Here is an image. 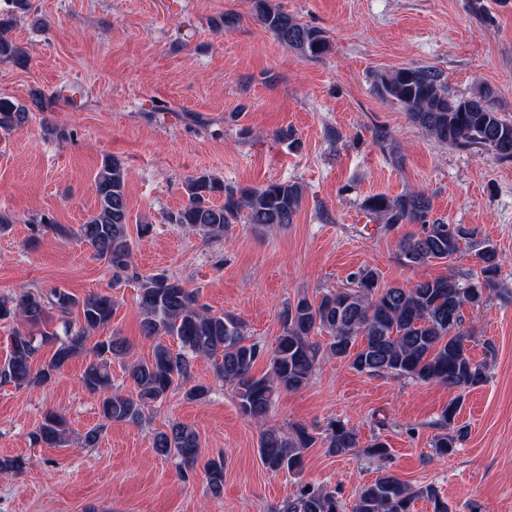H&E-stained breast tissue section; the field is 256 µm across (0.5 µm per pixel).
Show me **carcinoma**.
I'll return each mask as SVG.
<instances>
[{
  "label": "carcinoma",
  "mask_w": 512,
  "mask_h": 512,
  "mask_svg": "<svg viewBox=\"0 0 512 512\" xmlns=\"http://www.w3.org/2000/svg\"><path fill=\"white\" fill-rule=\"evenodd\" d=\"M253 10L269 32L302 55L317 58L328 50L320 31L298 22L269 0H253ZM11 31V22L0 19V60L23 65L26 59ZM376 87L383 97L398 101L410 121L437 141L457 149L488 150L500 160H512V120L494 107L491 88L453 96L441 73L430 67L382 74ZM29 121V107L0 97L1 131L19 130ZM94 185L97 209L80 225L77 235L112 269L118 282L132 266L124 167L114 159L103 161ZM183 189L187 202L166 216L167 223L207 239L224 236L233 224L286 227L293 223L303 199V187L297 182L234 187L208 172L187 177ZM218 197L223 201H216ZM362 206L387 230L400 224L420 225L421 233L399 241L400 260L405 265L419 267L451 260L464 245L479 259V272H451L409 284L383 285L374 268L360 267L351 274L349 286L330 289L317 301L301 297L283 308L282 333L270 355L269 370L261 376L255 375L253 368L266 354L265 348L251 339L239 318L211 312L201 303L199 291L185 288L166 273L141 276L140 332L154 346L149 359L136 360L125 369L133 385L130 396L111 389L112 361L129 357L131 351L126 339L110 331L115 310L112 296L93 293L80 299L62 288L34 292L22 287L0 297V321L12 319L22 324L13 330L8 356L0 363V382L43 386L70 360L85 356L88 362L81 382L89 394L98 397L104 419L136 425L144 408L172 389L186 387L184 397L189 401L206 399L211 391L208 385L187 386L195 361L206 359L214 375L232 388L242 416L263 421L276 395L304 388L326 356L349 362L361 374H390L459 391L441 413L444 432L433 444L436 454L450 456L462 437L460 431L453 430L461 393L489 379L487 362L473 359L463 345V340L472 338L464 329L463 309L478 310L492 297L508 292L501 279L499 255L490 241L478 238L475 229L431 218L430 198L421 191L397 197L370 195ZM74 308L79 309L81 318L77 327L66 322L62 332L46 331L39 337L27 331L29 326L44 323L53 310L65 316ZM95 333L99 337L90 346L88 341ZM318 333L329 336L323 348L312 341ZM167 338L176 340L177 346L167 344ZM360 340L363 344L359 346ZM48 345L54 348L50 360L34 367ZM324 440L329 452L336 455L359 446L356 430L336 420L327 424ZM33 442L69 446L66 420L56 413L46 414L33 433ZM317 442L318 434L305 426L295 427L288 436L269 427L260 435L258 453L267 470L297 474L302 470L304 451ZM152 447L160 456L179 459L180 479L190 480L200 454L199 436L193 427L176 422L154 434ZM365 453L382 462L390 456V449L376 436L365 446ZM205 477L210 494L221 496L224 457L206 463ZM420 499L430 502L433 512H449L448 503L435 487L414 489L385 471L360 488L351 512H412ZM279 512L345 510L337 492L304 483L282 503Z\"/></svg>",
  "instance_id": "1"
}]
</instances>
